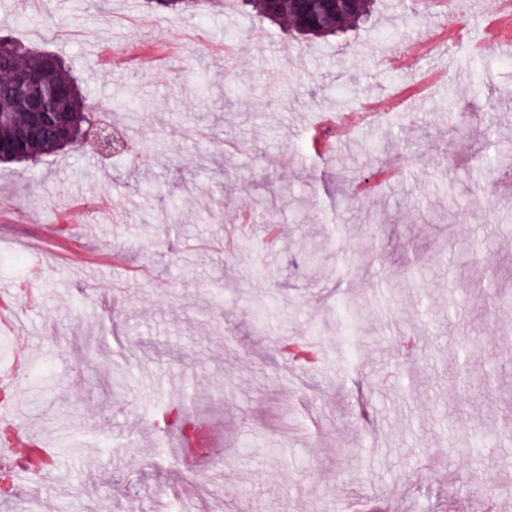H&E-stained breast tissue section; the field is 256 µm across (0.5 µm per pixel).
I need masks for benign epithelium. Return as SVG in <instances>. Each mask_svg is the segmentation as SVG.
<instances>
[{
    "label": "benign epithelium",
    "instance_id": "benign-epithelium-1",
    "mask_svg": "<svg viewBox=\"0 0 512 512\" xmlns=\"http://www.w3.org/2000/svg\"><path fill=\"white\" fill-rule=\"evenodd\" d=\"M57 65L54 58L46 55L41 66L34 71L19 69L14 72V83L22 90L32 91L30 97L31 125L29 132L17 136L10 142L0 141V156L12 155L16 158L29 149L31 134L50 129L52 135L61 144L70 143V137L65 128L52 122L53 101L65 98L69 90L65 86L52 87L48 83V75L56 71ZM82 144L89 146L98 154L119 153L126 147L122 135L107 126L97 122H90L83 133Z\"/></svg>",
    "mask_w": 512,
    "mask_h": 512
}]
</instances>
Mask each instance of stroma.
Listing matches in <instances>:
<instances>
[{"instance_id": "1", "label": "stroma", "mask_w": 512, "mask_h": 512, "mask_svg": "<svg viewBox=\"0 0 512 512\" xmlns=\"http://www.w3.org/2000/svg\"><path fill=\"white\" fill-rule=\"evenodd\" d=\"M406 2L377 0L348 34L293 45L242 0L202 14L0 0V28L60 57L142 154L68 147L0 164V209L15 218L0 223V289L40 297L20 306L32 364L16 415L58 450L48 512H157L150 485L172 494L195 478L224 512H345L356 494L393 512H512V308L484 288L492 273L512 293V170L487 166L480 134L491 119L512 138V58L464 43L378 69L379 49L417 43ZM255 26L263 44L246 37ZM199 29L238 44L233 76ZM272 67L280 86L265 81ZM434 70L445 76L426 97L356 126L332 156L303 152L323 113H357ZM132 90L133 121L115 106ZM384 167L399 178L360 205L338 195L337 171ZM482 183L486 210L473 205ZM142 185L161 191L153 209ZM70 197L84 200L73 231L93 226L116 262L45 259L37 240ZM342 295L357 331L334 312ZM297 339L316 365L284 360ZM182 395L224 432L222 461L192 475L150 441ZM463 426L483 433V452H457Z\"/></svg>"}]
</instances>
